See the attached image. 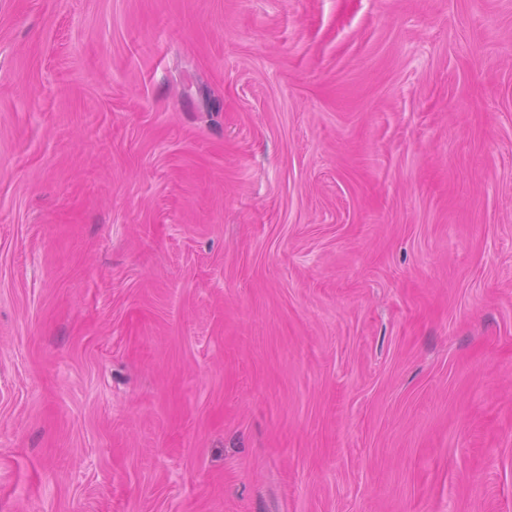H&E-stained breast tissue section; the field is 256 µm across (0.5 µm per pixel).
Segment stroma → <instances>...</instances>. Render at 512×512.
I'll use <instances>...</instances> for the list:
<instances>
[{
  "mask_svg": "<svg viewBox=\"0 0 512 512\" xmlns=\"http://www.w3.org/2000/svg\"><path fill=\"white\" fill-rule=\"evenodd\" d=\"M0 512H512V0H0Z\"/></svg>",
  "mask_w": 512,
  "mask_h": 512,
  "instance_id": "35a3bbf8",
  "label": "stroma"
}]
</instances>
